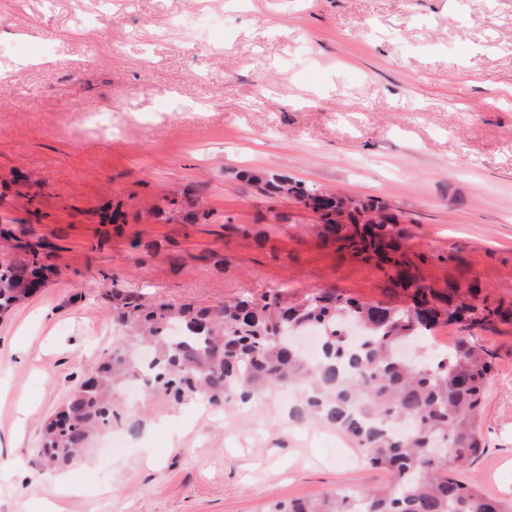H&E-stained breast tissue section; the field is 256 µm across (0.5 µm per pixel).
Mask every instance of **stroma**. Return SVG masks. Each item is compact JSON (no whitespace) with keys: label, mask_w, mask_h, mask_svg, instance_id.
Segmentation results:
<instances>
[{"label":"stroma","mask_w":512,"mask_h":512,"mask_svg":"<svg viewBox=\"0 0 512 512\" xmlns=\"http://www.w3.org/2000/svg\"><path fill=\"white\" fill-rule=\"evenodd\" d=\"M90 112L111 113V138ZM243 170L400 208L430 283L512 304V0H0V193L37 174L34 231L56 246L55 274L0 316V512H266L385 481L350 439L289 432L278 397L216 419L147 392L128 403L138 429L63 469L70 494L36 461L43 419L123 333L113 288L209 308L276 290L409 306ZM183 191L224 225L143 219ZM116 202L126 224H99ZM470 334L495 370L485 450L459 475L512 500V323Z\"/></svg>","instance_id":"stroma-1"}]
</instances>
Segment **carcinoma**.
I'll return each instance as SVG.
<instances>
[{"label": "carcinoma", "instance_id": "cac0c4a2", "mask_svg": "<svg viewBox=\"0 0 512 512\" xmlns=\"http://www.w3.org/2000/svg\"><path fill=\"white\" fill-rule=\"evenodd\" d=\"M271 196L309 201L320 211L318 236L354 258L396 271L389 281L411 293L413 305L391 309L339 293H315L289 303L280 292L256 303L241 299L215 310L190 304L142 303L112 289L117 319L126 327L109 358L47 419L39 457L67 466L100 430L129 416L119 388L138 374L179 402L196 394L220 406L247 405L294 387L305 420L336 428L366 451L369 464L388 475L384 484L358 493L328 491L320 497L277 502L268 512H512V500L486 494L458 477V467L484 450L479 432L493 353L459 338L455 348L430 363L412 364L399 347L439 325L488 328L512 319V305L495 303L479 288L429 284L404 250L407 220L374 199H355L310 189L279 174H242ZM183 201L166 195L153 210L165 223L182 218ZM344 214L338 223L334 214ZM194 224H218L198 205ZM8 262L0 267V315L26 302L44 283L46 264L30 245L0 233ZM362 332L359 344L348 326ZM321 330L318 361L285 351L274 339L278 326ZM155 351L142 362L137 352Z\"/></svg>", "mask_w": 512, "mask_h": 512}]
</instances>
